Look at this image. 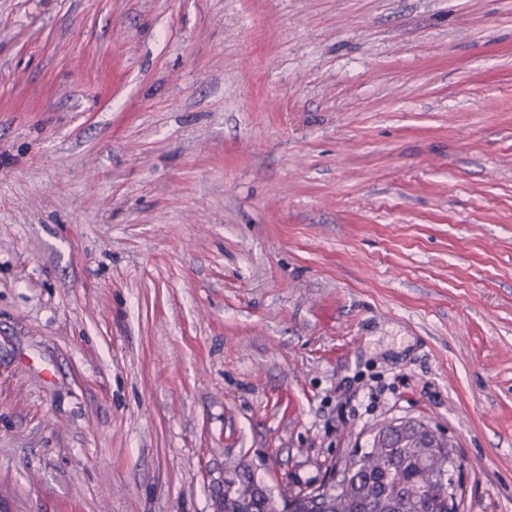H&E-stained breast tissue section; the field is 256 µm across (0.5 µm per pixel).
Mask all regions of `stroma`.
<instances>
[{"instance_id": "obj_1", "label": "stroma", "mask_w": 512, "mask_h": 512, "mask_svg": "<svg viewBox=\"0 0 512 512\" xmlns=\"http://www.w3.org/2000/svg\"><path fill=\"white\" fill-rule=\"evenodd\" d=\"M409 419L512 512V0H0V512Z\"/></svg>"}]
</instances>
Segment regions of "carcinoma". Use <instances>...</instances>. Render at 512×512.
I'll return each instance as SVG.
<instances>
[{"instance_id":"obj_1","label":"carcinoma","mask_w":512,"mask_h":512,"mask_svg":"<svg viewBox=\"0 0 512 512\" xmlns=\"http://www.w3.org/2000/svg\"><path fill=\"white\" fill-rule=\"evenodd\" d=\"M448 449L417 442L372 439L344 463L346 475L331 494L297 493L295 512H448ZM288 490L258 484L246 467L224 463V512H284Z\"/></svg>"}]
</instances>
